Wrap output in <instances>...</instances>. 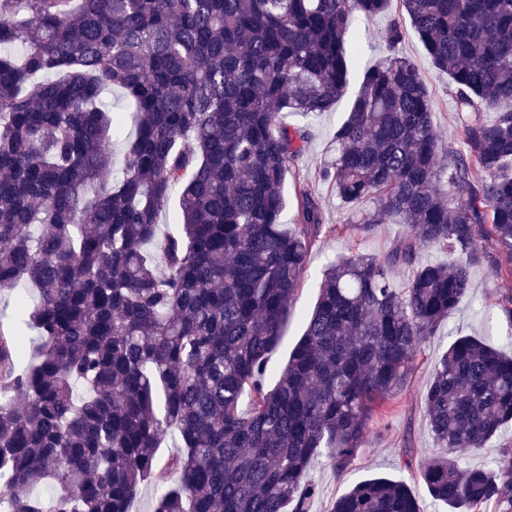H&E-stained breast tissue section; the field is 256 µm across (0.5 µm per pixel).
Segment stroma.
<instances>
[{"instance_id": "35a3bbf8", "label": "stroma", "mask_w": 512, "mask_h": 512, "mask_svg": "<svg viewBox=\"0 0 512 512\" xmlns=\"http://www.w3.org/2000/svg\"><path fill=\"white\" fill-rule=\"evenodd\" d=\"M397 14V9L393 8L371 21L360 14H352L351 26L362 38L363 51L348 60V84L344 94L331 111L307 118L296 114L286 117L288 125L305 128L308 132L301 165L307 176V189L321 203L326 230L309 250L281 344L269 362L271 374L279 373L300 339L304 318L311 313L317 300L326 266L351 250L366 255L385 254L409 235L408 226L395 218L390 223L377 225L367 234L345 228L349 210L338 198L335 184L320 174L332 154L333 133L348 112L365 72L391 53L412 60L428 83L433 101V122L438 132L448 135L456 123L448 76L433 66L412 26H405L403 38L395 47H387L384 33ZM470 281L469 293L422 343L404 384L383 408L372 413L363 445L348 467L336 471L325 457L311 464L309 478L316 485L317 494L311 502L310 512H330L336 498L357 482L375 475L405 482L422 512H444L443 505L428 494L420 471L422 464L442 454L430 431L423 404L434 364L460 334L491 344L504 354H512V316L501 306L503 295L512 294V279L497 278L494 266L484 262L471 267ZM407 448L413 451L409 460L403 455Z\"/></svg>"}]
</instances>
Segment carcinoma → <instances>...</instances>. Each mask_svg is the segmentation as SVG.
Wrapping results in <instances>:
<instances>
[{"mask_svg": "<svg viewBox=\"0 0 512 512\" xmlns=\"http://www.w3.org/2000/svg\"><path fill=\"white\" fill-rule=\"evenodd\" d=\"M390 3L0 0V294L33 289L17 310L40 339L31 349L0 328V512H133L146 483L160 487L153 512H309L311 462L350 464L372 412L466 296L489 254L479 239L512 277V0H400L448 74L460 149L441 155L414 62L387 56L366 72L322 177L360 213L347 223L365 233L397 217L410 234L383 256L337 259L267 382L323 228L298 166L307 133L284 110L332 109L359 49L351 14ZM112 87L135 104L119 177ZM176 188L180 231L162 235ZM427 248L447 261L395 287L392 270ZM424 408L447 450L422 467L432 499L512 512V448L490 469L464 462L512 424V357L456 338ZM331 512L420 507L404 482L373 477Z\"/></svg>", "mask_w": 512, "mask_h": 512, "instance_id": "obj_1", "label": "carcinoma"}]
</instances>
